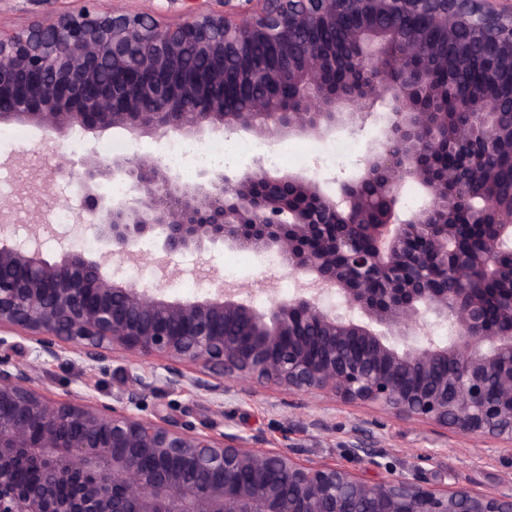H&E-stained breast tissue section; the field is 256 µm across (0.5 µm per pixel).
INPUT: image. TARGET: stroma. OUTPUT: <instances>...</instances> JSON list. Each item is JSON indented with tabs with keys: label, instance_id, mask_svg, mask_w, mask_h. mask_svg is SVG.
<instances>
[{
	"label": "stroma",
	"instance_id": "1",
	"mask_svg": "<svg viewBox=\"0 0 512 512\" xmlns=\"http://www.w3.org/2000/svg\"><path fill=\"white\" fill-rule=\"evenodd\" d=\"M82 0H0V32L12 34L33 21L47 16L78 12ZM375 133L374 123L318 139L292 136L282 139L258 137L248 133L227 135L239 151L223 163L226 171L244 172L270 155L286 153L281 172H298L325 180L343 176L364 165L367 146ZM25 162L7 166L10 151L0 152V202L13 206V222L20 235L37 234L48 256H56V244L45 222L60 208L76 211L75 200L53 193L44 194L40 186L44 170L36 165L39 157L54 160L76 159L93 150L105 154L112 142L129 145V154H159L163 145L149 137L134 138L114 131L94 138L41 141L38 133L21 127ZM175 273L170 291L176 296L200 294L191 268H199L206 280H226L244 289L252 303L260 308L292 296L296 283L284 275L275 256L235 249L186 255L175 258ZM160 360L126 358L122 354L100 363L73 359L65 364L45 359L32 373L35 387L54 396L66 391L79 392L86 400H111L123 393L129 375L150 377L159 371ZM223 402H215L190 384L171 392L163 388L147 391L149 410L173 418L189 416L196 426L247 438L252 446L267 449H293L310 464L339 465L352 470L365 481L376 483L389 479L391 470L402 471L419 465L429 484H463L479 493H492L512 481V447L492 439H476L425 419H406L376 407L350 403L329 394L288 393L273 385L243 383L225 379ZM362 425L383 454L386 467L374 469L351 456L347 445L351 430Z\"/></svg>",
	"mask_w": 512,
	"mask_h": 512
}]
</instances>
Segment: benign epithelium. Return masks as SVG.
I'll use <instances>...</instances> for the list:
<instances>
[{"label":"benign epithelium","mask_w":512,"mask_h":512,"mask_svg":"<svg viewBox=\"0 0 512 512\" xmlns=\"http://www.w3.org/2000/svg\"><path fill=\"white\" fill-rule=\"evenodd\" d=\"M181 2L182 21L105 10L48 16L0 36V124L44 141L118 129L134 137L224 132L327 138L379 121L368 158L329 190L304 174L203 172L194 183L153 154L55 164L51 181L76 198L106 265L73 243L50 260L36 237L0 225V329L20 328L34 360L100 362L116 350L161 359L163 372L130 377L114 402L32 384L33 363L0 336V512H512V484L493 495L437 488L414 466L370 483L336 465L303 463L293 450L254 448L229 433L146 413L144 392H174L184 366L217 400L224 376L323 392L426 418L466 435L512 444V329L493 333L485 299L466 284L497 277L512 254V198L484 202L483 166L441 169V146L488 152L512 142V92L495 71L479 85L428 81L464 62L483 28L501 68L512 66V0H248L224 10ZM415 14L429 34L404 29ZM340 31L339 49L322 33ZM269 48L257 68L250 48ZM244 106L227 109L224 88ZM286 87L291 109L272 91ZM120 180L121 196L106 184ZM425 201L399 205L407 181ZM452 198L496 225L491 247L456 254L454 228L437 223ZM152 237L168 256L235 248L275 251L308 277L287 299L258 308L222 288L174 297L126 277L118 259ZM337 296L331 307L324 297ZM450 327L444 339L435 331ZM451 369L438 374L436 365ZM359 461L379 454L359 436ZM33 466L37 479L17 480Z\"/></svg>","instance_id":"benign-epithelium-1"}]
</instances>
